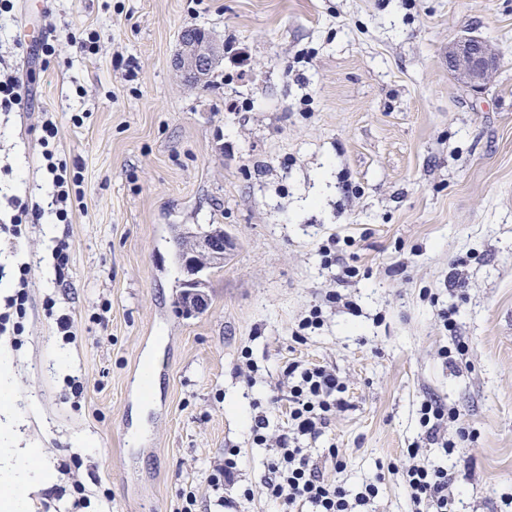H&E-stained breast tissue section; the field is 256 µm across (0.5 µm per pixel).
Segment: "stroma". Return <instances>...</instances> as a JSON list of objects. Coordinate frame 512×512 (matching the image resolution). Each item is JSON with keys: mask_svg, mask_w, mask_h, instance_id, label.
I'll list each match as a JSON object with an SVG mask.
<instances>
[{"mask_svg": "<svg viewBox=\"0 0 512 512\" xmlns=\"http://www.w3.org/2000/svg\"><path fill=\"white\" fill-rule=\"evenodd\" d=\"M232 43L210 84L184 85L172 60L182 29ZM55 39L41 65L36 43ZM95 33L82 55L67 33ZM494 43L500 64L478 92L448 72L460 36ZM32 76L16 112H0V161L18 171L0 193L43 201L38 127L81 173L68 224H32L19 248L0 237V266L32 267L13 403L24 441L58 479L31 512H173L189 486L210 512H277L245 500L268 476L252 442L253 405L284 366L336 369L346 407L305 446L325 479L347 489L378 479L370 512H409L391 467L422 442L417 410L436 398L478 433L451 456L462 512H505L512 495V0H18L0 16V69ZM85 113L82 124L71 117ZM358 193L345 196L342 180ZM217 224L234 246L209 274V304L184 309L175 259L179 225ZM345 240L352 283L324 268L319 247ZM70 245L66 286L55 240ZM466 259L463 291L448 277ZM325 324L293 331L326 292ZM55 301L53 313L43 307ZM456 306L446 331L439 308ZM68 315L71 336L55 318ZM467 343L466 361L441 347ZM258 367L247 386L242 351ZM81 381L73 397L72 381ZM347 461L337 469L327 453ZM239 449L234 484L209 466Z\"/></svg>", "mask_w": 512, "mask_h": 512, "instance_id": "obj_1", "label": "stroma"}]
</instances>
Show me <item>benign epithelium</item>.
Masks as SVG:
<instances>
[{"instance_id":"7a95c632","label":"benign epithelium","mask_w":512,"mask_h":512,"mask_svg":"<svg viewBox=\"0 0 512 512\" xmlns=\"http://www.w3.org/2000/svg\"><path fill=\"white\" fill-rule=\"evenodd\" d=\"M224 60V43L200 28L189 26L181 34L174 68L186 85L199 86L207 83L211 71ZM499 52L482 38L463 35L448 44V71L459 83L473 90L484 88L497 70ZM190 245L185 250L181 268L183 296L196 311L207 307L204 263H224V256L231 243L224 233L212 230L196 232L185 229Z\"/></svg>"}]
</instances>
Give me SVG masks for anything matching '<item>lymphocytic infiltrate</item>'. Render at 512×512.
Listing matches in <instances>:
<instances>
[{"mask_svg":"<svg viewBox=\"0 0 512 512\" xmlns=\"http://www.w3.org/2000/svg\"><path fill=\"white\" fill-rule=\"evenodd\" d=\"M59 133L52 119L40 125L38 142L42 168L52 184L51 215L58 224L70 223L73 216V190L78 176L67 159L59 157L54 141ZM32 268L29 263L17 264L11 294L0 301V335L20 338L25 332L30 297L28 286ZM283 382L288 388V422L276 436H269V419L265 412L251 418V434L256 445H273L274 452L267 462L269 476L260 491L247 488L244 498L261 494L266 500L280 505L283 512H366L378 495L375 482L362 483L350 491L325 480L301 438L318 439L328 427L338 409L345 404L346 386L334 369L323 365L289 363L283 370ZM453 409L433 400L420 405V424L426 441L440 445L445 455H452L457 442L471 440V433L458 429L456 439H448L444 429L456 422ZM411 461L398 469L397 476L407 489L411 512H457V502L447 468L423 456L419 447L408 450Z\"/></svg>","mask_w":512,"mask_h":512,"instance_id":"obj_1","label":"lymphocytic infiltrate"}]
</instances>
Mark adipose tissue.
Here are the masks:
<instances>
[{"label":"adipose tissue","mask_w":512,"mask_h":512,"mask_svg":"<svg viewBox=\"0 0 512 512\" xmlns=\"http://www.w3.org/2000/svg\"><path fill=\"white\" fill-rule=\"evenodd\" d=\"M14 379L12 357L0 345V512H27L30 493L55 478L39 447L17 443L18 416L11 401Z\"/></svg>","instance_id":"adipose-tissue-1"}]
</instances>
